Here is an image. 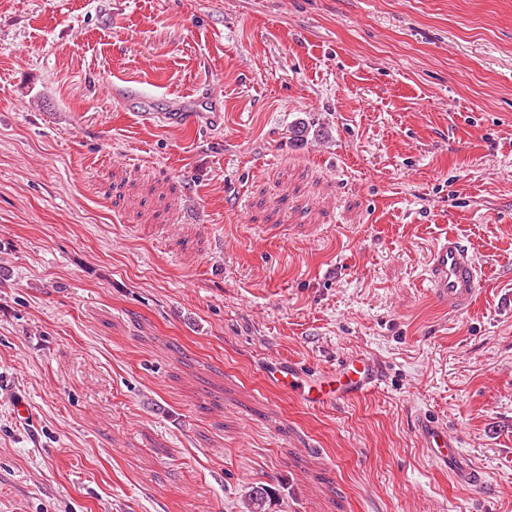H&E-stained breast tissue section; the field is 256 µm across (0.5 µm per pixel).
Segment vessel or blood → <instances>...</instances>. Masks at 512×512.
I'll use <instances>...</instances> for the list:
<instances>
[{
	"mask_svg": "<svg viewBox=\"0 0 512 512\" xmlns=\"http://www.w3.org/2000/svg\"><path fill=\"white\" fill-rule=\"evenodd\" d=\"M425 280L434 300L447 308L449 314L457 315L475 301L480 267L459 239L446 236L436 240L429 250ZM383 376L381 365L359 356L340 359L335 368L314 379L289 360L276 361L266 371L268 382L276 390L288 393L311 409L364 397L380 385ZM417 432L438 466L459 482L480 483L479 471L472 467L445 425L423 418L417 424Z\"/></svg>",
	"mask_w": 512,
	"mask_h": 512,
	"instance_id": "1",
	"label": "vessel or blood"
}]
</instances>
